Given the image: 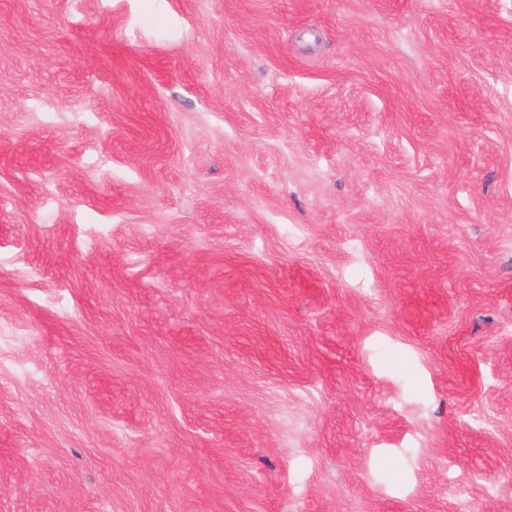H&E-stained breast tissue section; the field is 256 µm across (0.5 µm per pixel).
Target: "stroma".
<instances>
[{
    "label": "stroma",
    "instance_id": "1",
    "mask_svg": "<svg viewBox=\"0 0 512 512\" xmlns=\"http://www.w3.org/2000/svg\"><path fill=\"white\" fill-rule=\"evenodd\" d=\"M512 0H0V512H512Z\"/></svg>",
    "mask_w": 512,
    "mask_h": 512
}]
</instances>
